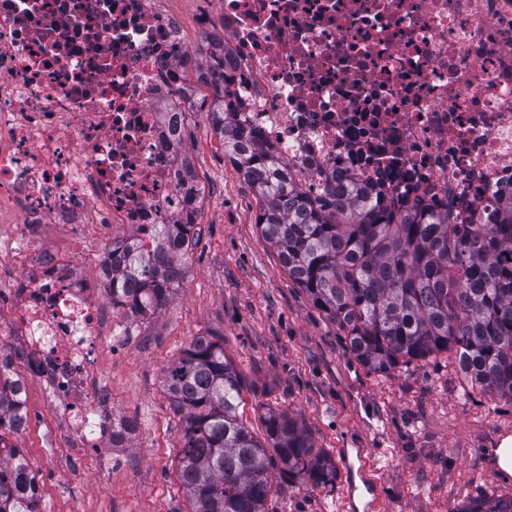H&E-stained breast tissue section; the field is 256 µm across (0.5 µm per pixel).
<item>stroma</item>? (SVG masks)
I'll return each instance as SVG.
<instances>
[{
	"instance_id": "obj_1",
	"label": "stroma",
	"mask_w": 512,
	"mask_h": 512,
	"mask_svg": "<svg viewBox=\"0 0 512 512\" xmlns=\"http://www.w3.org/2000/svg\"><path fill=\"white\" fill-rule=\"evenodd\" d=\"M212 92L197 85L186 113L185 148L204 195L201 236L186 273L161 312L138 318L117 313L129 335L106 369L112 405L141 421V431L109 467L96 471L49 457L55 418L37 383H29L31 426L15 447L53 471L36 478L44 512H190L177 475L183 419L163 385L164 370L199 336L220 334L244 384L240 414L263 437L267 410L293 417L336 466V480L312 487L276 480L268 512H457L487 492L512 493L494 451L512 437V404L470 388L447 355L368 372L349 353L338 328L282 271L257 226L256 197L224 154L208 114ZM46 246L97 278L107 238L99 228L43 227ZM363 454L353 468L342 454ZM375 480L377 499L350 492L361 477Z\"/></svg>"
}]
</instances>
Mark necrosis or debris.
I'll return each mask as SVG.
<instances>
[{"label": "necrosis or debris", "mask_w": 512, "mask_h": 512, "mask_svg": "<svg viewBox=\"0 0 512 512\" xmlns=\"http://www.w3.org/2000/svg\"><path fill=\"white\" fill-rule=\"evenodd\" d=\"M236 123L317 190L328 176L450 222H490L512 193V0H220ZM198 46L165 0H0V369L46 390L57 455L82 465L138 425L112 410L103 280L44 248L47 224L98 225L111 249L150 242L197 196L173 142ZM128 227L117 236L114 225Z\"/></svg>", "instance_id": "obj_1"}]
</instances>
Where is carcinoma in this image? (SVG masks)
Wrapping results in <instances>:
<instances>
[{"label":"carcinoma","mask_w":512,"mask_h":512,"mask_svg":"<svg viewBox=\"0 0 512 512\" xmlns=\"http://www.w3.org/2000/svg\"><path fill=\"white\" fill-rule=\"evenodd\" d=\"M210 121L258 200L256 224L288 278L363 367L381 373L450 353L468 382L512 403V197L495 202L489 224H450L446 214L391 208L350 179L327 178L312 193L225 117L217 96ZM199 235L194 224H160L151 249L130 238L112 263V302L142 318L158 313ZM163 384L184 417L180 481L191 512H268L275 477L320 485L336 476L287 412H267L261 440L244 426L242 379L220 342L195 340ZM15 389V378L0 381V427L13 415ZM37 494L24 453L0 447V512H35ZM459 512H512V494H484Z\"/></svg>","instance_id":"obj_1"}]
</instances>
